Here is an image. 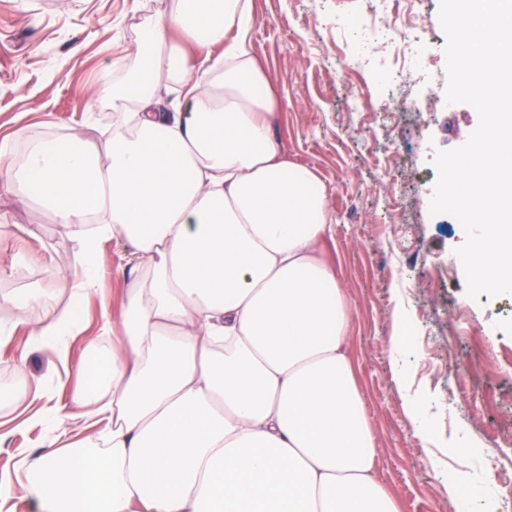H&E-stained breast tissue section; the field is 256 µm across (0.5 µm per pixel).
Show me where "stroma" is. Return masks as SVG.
<instances>
[{
  "instance_id": "obj_1",
  "label": "stroma",
  "mask_w": 512,
  "mask_h": 512,
  "mask_svg": "<svg viewBox=\"0 0 512 512\" xmlns=\"http://www.w3.org/2000/svg\"><path fill=\"white\" fill-rule=\"evenodd\" d=\"M167 0H0V140L20 133L84 129L111 123V108L92 110V88L113 60L135 65L136 42L146 20ZM441 0H420V32L431 68L377 89L381 71L396 70L391 49L363 62L353 33L336 19L362 12L368 0H252L256 28L252 55L279 101L275 136L283 155L310 166L328 189L334 241L328 257L341 274L354 314L349 353L357 386L377 438L376 469L400 512H456L445 491L448 469L469 459L449 443L459 425L493 451L489 467L498 487L512 495V294L470 297L456 251L464 228L450 214H431L437 151L458 148L477 128L467 103L447 102ZM346 77H339V68ZM399 104L385 117L386 103ZM406 150L393 157L392 142ZM0 213L20 226L0 239V260L30 257L26 268L0 276V323L13 327L0 341V384L54 381L53 357L32 351L30 328L17 323L8 296L39 284L53 287V261L73 260L68 230L33 213L18 195L0 190ZM124 243L104 240L98 265L103 279L83 302V320L69 342V360H85V343L111 334L119 322L125 282L117 268ZM415 340L404 357L406 380L390 359L398 320ZM43 402L0 403V476L18 473L21 453H39V427H27L43 406L68 414L83 433V408L73 399L77 375L54 381ZM411 388L428 403L438 434L432 465L402 399Z\"/></svg>"
}]
</instances>
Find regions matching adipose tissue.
Returning <instances> with one entry per match:
<instances>
[{
  "mask_svg": "<svg viewBox=\"0 0 512 512\" xmlns=\"http://www.w3.org/2000/svg\"><path fill=\"white\" fill-rule=\"evenodd\" d=\"M251 0H170L149 18L137 63L93 87L111 105L102 138L0 143V184L69 230L74 266L54 290L11 296L42 320L30 345L68 362L102 240L127 243L119 326L90 341L99 366L74 400L89 435L43 410V453L0 478L34 512H399L375 474L376 437L347 353L352 307L325 247L327 189L284 157L275 101L251 54ZM223 46L219 56L206 52ZM182 108L161 111V89ZM57 287V288H58ZM448 474L458 512H499L484 448Z\"/></svg>",
  "mask_w": 512,
  "mask_h": 512,
  "instance_id": "ef3b65f1",
  "label": "adipose tissue"
}]
</instances>
